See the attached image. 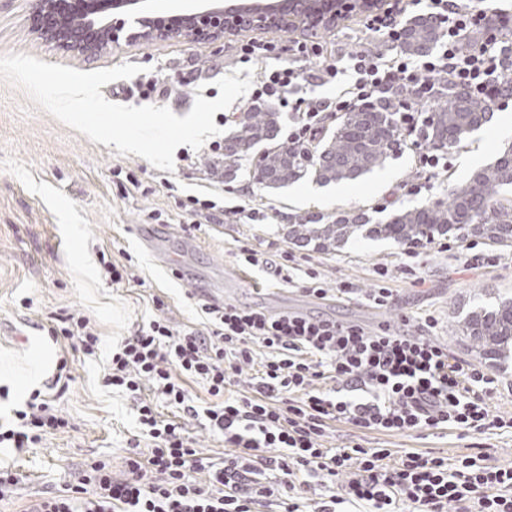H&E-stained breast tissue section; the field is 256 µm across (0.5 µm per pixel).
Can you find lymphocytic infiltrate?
<instances>
[{"label": "lymphocytic infiltrate", "mask_w": 512, "mask_h": 512, "mask_svg": "<svg viewBox=\"0 0 512 512\" xmlns=\"http://www.w3.org/2000/svg\"><path fill=\"white\" fill-rule=\"evenodd\" d=\"M422 3L441 30L435 51L385 56L363 48L343 66L305 73L289 65L264 74L253 99L274 97L290 109L287 140L306 146L330 118L391 107L418 156L417 179L399 190L420 193L449 165L446 152L423 144V108L440 90L482 96L494 109L512 102V11L495 2L401 0L366 19L365 34L399 43L402 15ZM339 80L347 87L333 98L290 96L302 81ZM373 277L369 293L344 282L336 294L391 308L388 265L375 264ZM199 310L202 329L180 330L156 315L111 351L105 385L137 400L140 434L128 443L124 470L91 461L77 485L24 512H347L356 505L366 512H512V466L489 465L483 452L448 458L414 448L396 458L353 440L341 448L328 443L340 423L384 435L449 430L466 437L512 428V419L491 410L499 380L435 339L433 313H422L409 333L232 303ZM48 334L87 357L99 349L98 333L82 316L61 318ZM191 382L206 394L202 405ZM160 400L177 418L161 416ZM15 417L17 426L0 428V445L19 451L69 426L39 391ZM188 417L205 418L224 441L223 456L195 448Z\"/></svg>", "instance_id": "f902f5d3"}]
</instances>
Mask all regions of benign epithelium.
<instances>
[{"mask_svg":"<svg viewBox=\"0 0 512 512\" xmlns=\"http://www.w3.org/2000/svg\"><path fill=\"white\" fill-rule=\"evenodd\" d=\"M289 4L288 10L277 12H238L224 7V0H208L203 6L188 14L187 24L171 28L163 26L145 10L137 12L133 23L145 40L171 39L221 40L224 35L238 34L251 29H282L284 31H309L319 24H335L357 10V3L369 6L367 13L380 14L386 9L383 0H320L322 7L305 12L296 5L297 0H278ZM112 4V13L93 17L71 26H56L51 19L61 13L64 0H31L30 27L34 33L63 51L86 59L100 54L110 43L119 41L127 20L121 14L127 8L141 4V0H99L97 5Z\"/></svg>","mask_w":512,"mask_h":512,"instance_id":"benign-epithelium-1","label":"benign epithelium"}]
</instances>
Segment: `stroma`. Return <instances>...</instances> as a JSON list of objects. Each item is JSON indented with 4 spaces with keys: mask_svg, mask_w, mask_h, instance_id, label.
<instances>
[{
    "mask_svg": "<svg viewBox=\"0 0 512 512\" xmlns=\"http://www.w3.org/2000/svg\"><path fill=\"white\" fill-rule=\"evenodd\" d=\"M30 0H0V56L27 54L51 64L80 71L111 68L123 63L146 67L157 80L159 93L143 97L137 78L102 86L104 97L131 106L168 107L177 116L191 110L196 96L213 100L218 79L237 68H253L255 76L299 62L316 71L361 47L386 52L379 40L366 38L362 15L354 13L331 31L318 32L325 44L320 57L296 60V34L256 32V39L277 44L274 57L240 58L246 34L221 41L123 40L95 59L86 60L42 41L30 29ZM512 144V105L494 111L491 119L452 149L450 168L440 171L428 189L401 197V183L414 180L415 153L402 147L383 167L353 181L317 184L304 178L270 190L240 171L232 181L214 173L208 149L186 162V146H179L173 170H160L135 155L119 154L116 147L92 142L31 102L28 94L0 79V418L11 419L34 390L51 381L61 356H69L73 376L54 406L65 417L67 429L43 435L23 451L0 447V468L19 475L11 497L0 501V512H20L30 501L76 483L85 460H110L122 470L125 448L137 434L133 397L104 386L108 356L121 337L142 321L162 313L175 325L199 328L196 292L191 281L179 278L174 267L137 239L139 225L161 228L171 255L191 246L190 269L204 287L224 289L233 303L271 309L274 296L285 293L305 300L311 316L398 330L407 315L433 311L440 319L438 338L458 356L474 360L470 341L461 332L462 319L474 305L512 298V247L504 248L467 233L463 243L476 253H496L494 267L462 270L456 252L431 251L416 275L404 274L400 246L382 237H350L335 249L322 251L300 246L288 237L289 225L340 214H358L367 224L387 223L400 210L415 209L443 199L449 182H463L491 163L497 151ZM215 194L225 206H243L241 214L201 216V229H191L192 218L182 203L187 196ZM263 211L264 220H251L250 209ZM277 248L310 254L330 294L319 300L304 297L298 287L284 282L273 268L239 263V244L266 250ZM107 255L126 266L131 278L113 284L100 273L99 257ZM387 264L390 285L397 298L393 307L377 310L357 299H339L335 290L350 281L362 290L373 288V266ZM76 313L90 320L101 343L97 356L69 355L64 343L48 336L57 320ZM367 446L400 453L412 448H435L455 456L471 441L456 433L414 436L365 435Z\"/></svg>",
    "mask_w": 512,
    "mask_h": 512,
    "instance_id": "stroma-1",
    "label": "stroma"
}]
</instances>
